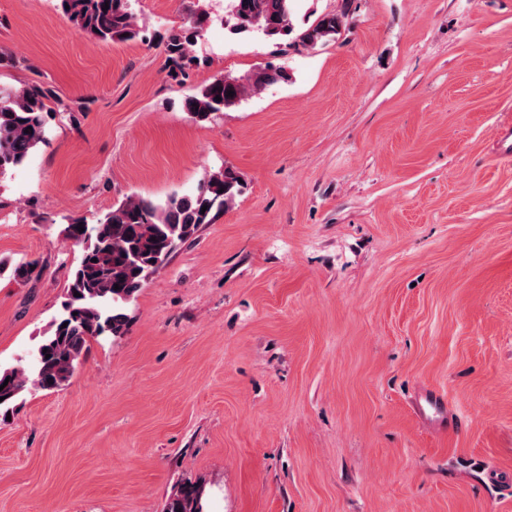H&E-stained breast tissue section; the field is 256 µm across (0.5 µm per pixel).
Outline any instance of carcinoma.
<instances>
[{
    "label": "carcinoma",
    "mask_w": 512,
    "mask_h": 512,
    "mask_svg": "<svg viewBox=\"0 0 512 512\" xmlns=\"http://www.w3.org/2000/svg\"><path fill=\"white\" fill-rule=\"evenodd\" d=\"M67 18L104 42H127L139 36L129 0H60ZM293 0H229L224 24L235 33L260 32L269 39L294 41L314 47L336 39L345 25L350 0L340 12H328L297 31L292 25ZM208 14L192 16L189 26L174 29L166 40L167 76L182 82L197 67L191 46L203 36ZM288 68L269 63L244 84L236 78L215 76L185 97L183 107L197 122L238 105L248 91L286 82ZM234 92L228 96L227 92ZM221 100H216V97ZM48 91L39 83L0 92V177L23 166L32 153L48 144ZM245 188L241 176L226 167L208 175L191 194H173L162 202L131 196L93 221L76 218L61 233L80 249L71 270L58 314L48 323L34 349L17 363L0 366V420L14 414L25 393L54 392L75 373L90 343L117 338L127 330L128 307L149 277L169 256L210 224ZM87 230L81 232L79 227ZM41 272L36 259L12 265L0 262V276L8 274L26 284ZM164 512H207L201 487L180 484Z\"/></svg>",
    "instance_id": "obj_1"
}]
</instances>
